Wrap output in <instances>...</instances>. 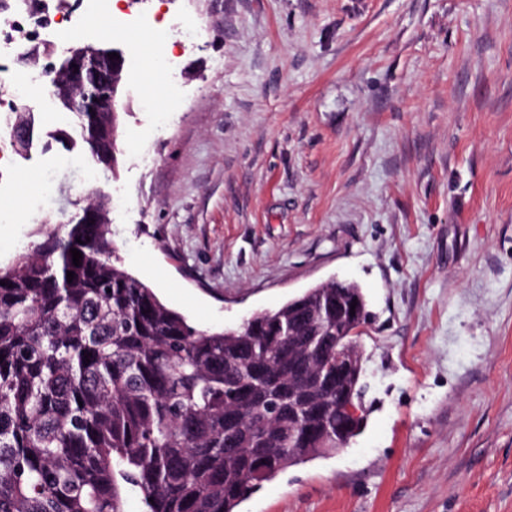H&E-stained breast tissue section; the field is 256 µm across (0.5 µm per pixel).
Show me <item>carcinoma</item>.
<instances>
[{"label": "carcinoma", "mask_w": 512, "mask_h": 512, "mask_svg": "<svg viewBox=\"0 0 512 512\" xmlns=\"http://www.w3.org/2000/svg\"><path fill=\"white\" fill-rule=\"evenodd\" d=\"M81 123L96 153L118 147L92 113ZM111 235L74 223L0 266V512H123L122 481L145 512H236L360 434L336 387L288 395L351 349L360 367L346 388L362 397L365 358L348 334L369 319L358 283L200 330L125 269ZM354 301L353 318L336 320Z\"/></svg>", "instance_id": "cac0c4a2"}]
</instances>
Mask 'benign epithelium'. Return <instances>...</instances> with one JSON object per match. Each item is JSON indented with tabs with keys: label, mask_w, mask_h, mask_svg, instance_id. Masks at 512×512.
I'll use <instances>...</instances> for the list:
<instances>
[{
	"label": "benign epithelium",
	"mask_w": 512,
	"mask_h": 512,
	"mask_svg": "<svg viewBox=\"0 0 512 512\" xmlns=\"http://www.w3.org/2000/svg\"><path fill=\"white\" fill-rule=\"evenodd\" d=\"M118 57L110 59L108 54ZM126 65L125 53L103 44L73 42L54 61L46 65L54 74L51 89L53 107L59 112H87L102 114L107 119L127 111L128 93L122 83ZM28 128L23 130L14 118L16 107H11L6 123L10 127V143L25 153L33 145L35 132V107L25 106Z\"/></svg>",
	"instance_id": "benign-epithelium-1"
}]
</instances>
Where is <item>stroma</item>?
<instances>
[{
	"label": "stroma",
	"mask_w": 512,
	"mask_h": 512,
	"mask_svg": "<svg viewBox=\"0 0 512 512\" xmlns=\"http://www.w3.org/2000/svg\"><path fill=\"white\" fill-rule=\"evenodd\" d=\"M172 31V96L127 84L118 164L35 115L0 263L95 178L118 256L202 330L331 279L372 313L367 423L239 512H512V0H119Z\"/></svg>",
	"instance_id": "35a3bbf8"
}]
</instances>
